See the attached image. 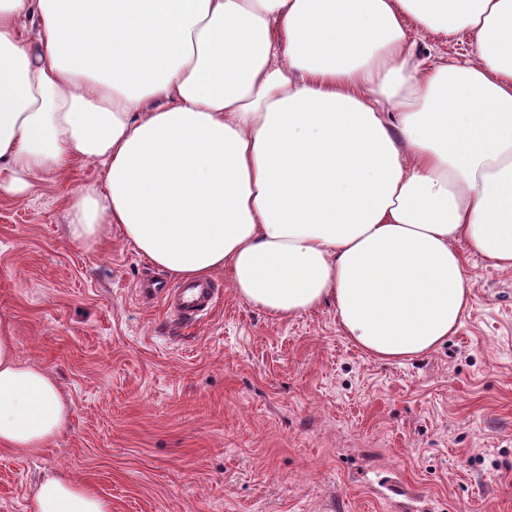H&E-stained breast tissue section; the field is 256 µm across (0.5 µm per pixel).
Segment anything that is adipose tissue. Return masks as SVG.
I'll return each instance as SVG.
<instances>
[{
    "label": "adipose tissue",
    "mask_w": 512,
    "mask_h": 512,
    "mask_svg": "<svg viewBox=\"0 0 512 512\" xmlns=\"http://www.w3.org/2000/svg\"><path fill=\"white\" fill-rule=\"evenodd\" d=\"M472 50L419 57L406 29ZM98 164L74 243L121 235L172 278L228 270L279 317L333 302L379 361L452 335L460 246L512 268V0H0V192ZM0 317V447L43 451L70 406ZM35 512H111L63 476Z\"/></svg>",
    "instance_id": "obj_1"
}]
</instances>
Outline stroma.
Here are the masks:
<instances>
[{"label": "stroma", "instance_id": "stroma-1", "mask_svg": "<svg viewBox=\"0 0 512 512\" xmlns=\"http://www.w3.org/2000/svg\"><path fill=\"white\" fill-rule=\"evenodd\" d=\"M100 173L0 196V316L71 407L41 454L0 447V512L60 475L112 512H512V269L466 256L456 333L402 364L355 348L334 305L278 319L225 272L186 325L142 301L163 272L120 234L69 240L68 199Z\"/></svg>", "mask_w": 512, "mask_h": 512}]
</instances>
